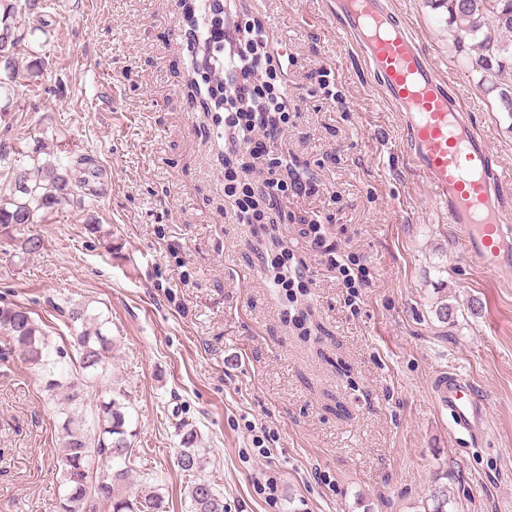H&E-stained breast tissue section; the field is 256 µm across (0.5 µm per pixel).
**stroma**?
Segmentation results:
<instances>
[{
  "label": "stroma",
  "instance_id": "35a3bbf8",
  "mask_svg": "<svg viewBox=\"0 0 512 512\" xmlns=\"http://www.w3.org/2000/svg\"><path fill=\"white\" fill-rule=\"evenodd\" d=\"M50 2L9 52L43 69L10 88L0 139L87 158L94 175L83 200L0 227V302L28 308L57 344L70 306L108 318L112 366L93 389L121 387L131 404L134 488L187 512L185 427L225 512H430L442 488L451 512H512V287L467 260L331 0H241L290 59L280 175L311 186L289 192L273 235L238 223L224 194V124L189 88L183 0ZM391 3L470 112L512 212V116L483 87L473 40L457 41L433 0ZM304 217L367 270L357 298L303 237ZM32 233L44 245L22 253ZM283 251L303 264L301 287H272ZM59 371L0 361V512H50L59 427L44 387ZM444 371L478 387L482 437L454 434L438 407ZM256 427L274 434L267 454ZM266 474L277 497L259 490Z\"/></svg>",
  "mask_w": 512,
  "mask_h": 512
}]
</instances>
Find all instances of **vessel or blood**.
Segmentation results:
<instances>
[{
  "mask_svg": "<svg viewBox=\"0 0 512 512\" xmlns=\"http://www.w3.org/2000/svg\"><path fill=\"white\" fill-rule=\"evenodd\" d=\"M336 7L385 101L400 116L414 169L429 180L470 261L493 275L511 269L512 214L499 196L502 176L459 97L447 92L386 0H336ZM432 390L455 431L483 433V409L472 383L443 372Z\"/></svg>",
  "mask_w": 512,
  "mask_h": 512,
  "instance_id": "b4317fda",
  "label": "vessel or blood"
}]
</instances>
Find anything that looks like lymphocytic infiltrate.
<instances>
[{
	"mask_svg": "<svg viewBox=\"0 0 512 512\" xmlns=\"http://www.w3.org/2000/svg\"><path fill=\"white\" fill-rule=\"evenodd\" d=\"M224 21L207 35L213 52L202 64L203 70L221 68L224 110V191L234 197L240 218L246 224H267L272 214L281 213L288 185L278 176L283 161L270 158L272 145L288 123L289 104L282 75L270 67L269 37L261 24L242 27L238 0H221ZM267 159L264 180L267 209H259L253 199L251 173L254 162ZM314 250L328 255L345 288L365 286V268L352 267L337 254L324 224L313 219L306 231Z\"/></svg>",
	"mask_w": 512,
	"mask_h": 512,
	"instance_id": "lymphocytic-infiltrate-1",
	"label": "lymphocytic infiltrate"
}]
</instances>
